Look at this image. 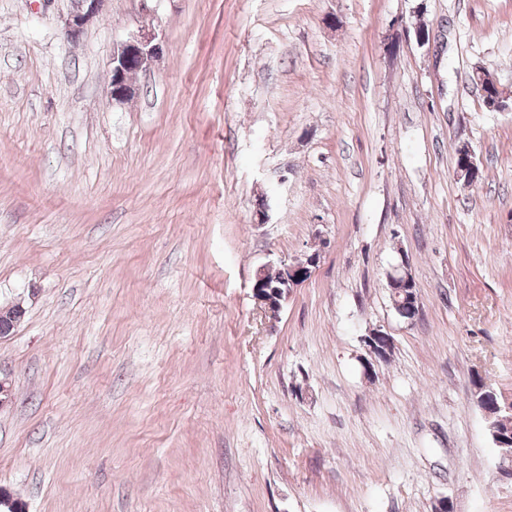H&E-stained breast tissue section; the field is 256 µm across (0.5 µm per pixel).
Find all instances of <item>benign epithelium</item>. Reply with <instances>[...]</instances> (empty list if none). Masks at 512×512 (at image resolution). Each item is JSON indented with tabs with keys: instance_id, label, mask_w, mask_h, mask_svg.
<instances>
[{
	"instance_id": "1",
	"label": "benign epithelium",
	"mask_w": 512,
	"mask_h": 512,
	"mask_svg": "<svg viewBox=\"0 0 512 512\" xmlns=\"http://www.w3.org/2000/svg\"><path fill=\"white\" fill-rule=\"evenodd\" d=\"M104 0H74L72 10L63 21V29L66 39L76 41L81 38L86 27L99 16ZM163 53V44L158 35L153 31L140 30L131 34L120 43L112 52V71L107 86V96L110 100L121 103L126 100L129 89L126 77L129 69L136 68L140 71L151 67ZM319 254L313 252L304 254L280 269V285L275 287L267 279L265 270L256 272L252 289L255 300L271 318L278 316L283 299L288 297L292 289L307 281L316 267ZM409 261L406 255H401L400 263L395 266L394 273L403 277V288L392 289L393 306L397 313H404V305L407 304L405 296L407 292L415 290V282L408 270ZM393 340L381 331L373 332L366 340V346L371 355L378 359H384ZM0 512H26L25 504L0 490Z\"/></svg>"
}]
</instances>
